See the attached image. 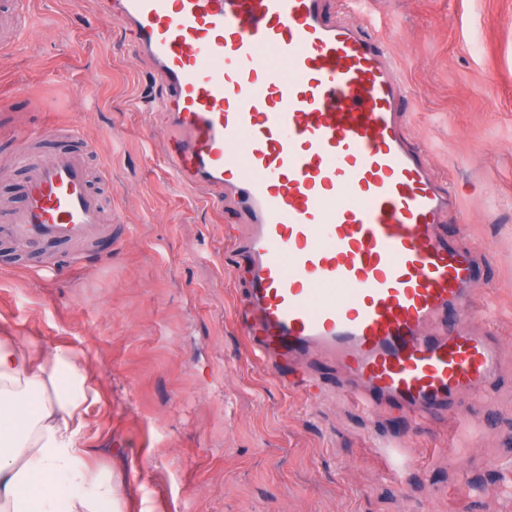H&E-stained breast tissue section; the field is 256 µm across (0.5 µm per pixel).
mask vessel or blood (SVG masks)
I'll return each mask as SVG.
<instances>
[{
  "mask_svg": "<svg viewBox=\"0 0 512 512\" xmlns=\"http://www.w3.org/2000/svg\"><path fill=\"white\" fill-rule=\"evenodd\" d=\"M30 0H0L19 45ZM325 0H102L134 49L170 88L169 164L178 182L221 196L236 190L249 224L224 227L244 258L237 319L281 385L312 395L306 363L324 356L366 409L393 405L413 420L453 409L498 363L496 338L474 336L482 316L477 249L440 224L446 178L399 122L403 79L371 26L328 21ZM22 133L28 168L21 206L0 210V234L19 246H89L112 220L90 188L81 153L44 155ZM446 330L426 333L440 315Z\"/></svg>",
  "mask_w": 512,
  "mask_h": 512,
  "instance_id": "obj_1",
  "label": "vessel or blood"
}]
</instances>
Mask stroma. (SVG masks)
Masks as SVG:
<instances>
[{
  "mask_svg": "<svg viewBox=\"0 0 512 512\" xmlns=\"http://www.w3.org/2000/svg\"><path fill=\"white\" fill-rule=\"evenodd\" d=\"M39 25L0 48V132L74 125L43 141L79 151L112 210L84 265L43 242L15 259L0 237V328L86 353L100 399L84 441L126 486L112 512H512V0H367L404 82L400 119L430 147L453 207L484 253L499 358L478 395L422 425L370 414L335 364L321 392L281 386L249 353L244 294L224 245L233 192L182 186L168 168L170 94L99 0H31ZM405 441L408 463L383 438Z\"/></svg>",
  "mask_w": 512,
  "mask_h": 512,
  "instance_id": "1",
  "label": "stroma"
}]
</instances>
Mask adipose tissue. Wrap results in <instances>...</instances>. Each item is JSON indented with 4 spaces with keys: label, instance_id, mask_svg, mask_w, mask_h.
I'll return each mask as SVG.
<instances>
[{
    "label": "adipose tissue",
    "instance_id": "ef3b65f1",
    "mask_svg": "<svg viewBox=\"0 0 512 512\" xmlns=\"http://www.w3.org/2000/svg\"><path fill=\"white\" fill-rule=\"evenodd\" d=\"M97 398L84 353L0 335V512H112L83 443Z\"/></svg>",
    "mask_w": 512,
    "mask_h": 512
}]
</instances>
